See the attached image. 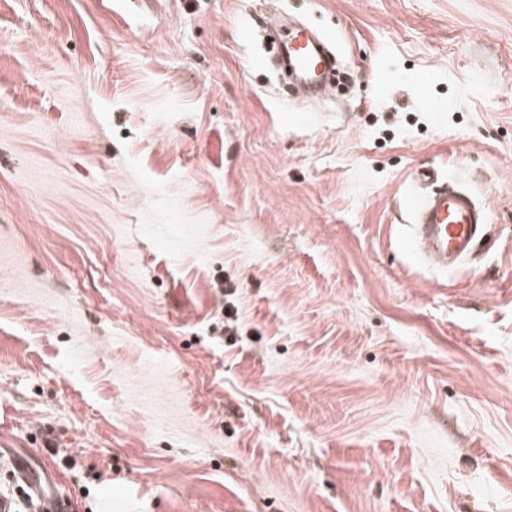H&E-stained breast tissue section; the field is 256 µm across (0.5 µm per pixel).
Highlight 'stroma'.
<instances>
[{
	"label": "stroma",
	"mask_w": 512,
	"mask_h": 512,
	"mask_svg": "<svg viewBox=\"0 0 512 512\" xmlns=\"http://www.w3.org/2000/svg\"><path fill=\"white\" fill-rule=\"evenodd\" d=\"M426 165L493 215L444 276ZM1 432L72 512H512V0H0ZM280 43L284 57L296 64L308 82H315L335 56L323 39L301 26L283 28ZM324 86L323 91V84L317 85V90L319 92L323 91L322 97L337 101L349 100L354 90V85L349 79L347 71L343 64L337 62V60L336 66L325 76Z\"/></svg>",
	"instance_id": "35a3bbf8"
}]
</instances>
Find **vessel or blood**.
I'll return each mask as SVG.
<instances>
[{
    "mask_svg": "<svg viewBox=\"0 0 512 512\" xmlns=\"http://www.w3.org/2000/svg\"><path fill=\"white\" fill-rule=\"evenodd\" d=\"M282 53L293 61L303 77L316 81L332 61L333 53L326 42L306 28L286 26L280 33ZM408 220L406 237L425 264L434 270L448 272L471 258L492 222V213L473 194L453 183L419 199L407 196L402 201ZM17 471L26 486L38 492L48 512H67L64 497L42 492L26 464Z\"/></svg>",
    "mask_w": 512,
    "mask_h": 512,
    "instance_id": "1",
    "label": "vessel or blood"
}]
</instances>
